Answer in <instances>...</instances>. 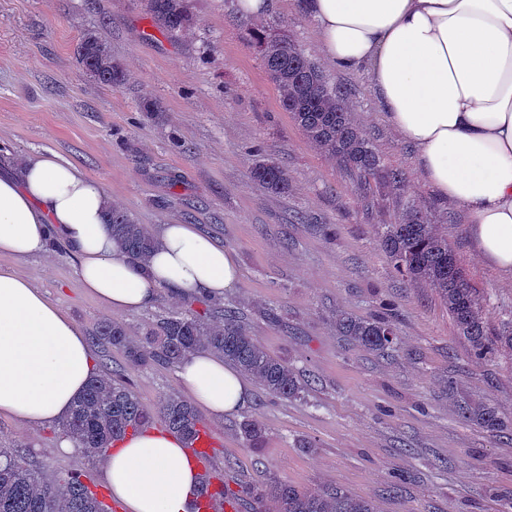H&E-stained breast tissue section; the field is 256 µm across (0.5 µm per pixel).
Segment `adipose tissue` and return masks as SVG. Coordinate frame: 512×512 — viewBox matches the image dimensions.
<instances>
[{
	"label": "adipose tissue",
	"instance_id": "ef3b65f1",
	"mask_svg": "<svg viewBox=\"0 0 512 512\" xmlns=\"http://www.w3.org/2000/svg\"><path fill=\"white\" fill-rule=\"evenodd\" d=\"M326 55L364 71L383 111L418 153L433 190L464 209L479 253L512 279V0H306ZM104 185L55 154L25 157L0 177V256L67 243L77 273L108 309L136 313L161 289L222 298L240 269L191 224H164L148 260L127 255L105 225ZM95 369L78 326L27 279L0 269V417L50 427ZM178 384L221 417L244 409L243 373L191 354ZM199 468L184 442L149 427L107 448L103 479L126 512H193Z\"/></svg>",
	"mask_w": 512,
	"mask_h": 512
}]
</instances>
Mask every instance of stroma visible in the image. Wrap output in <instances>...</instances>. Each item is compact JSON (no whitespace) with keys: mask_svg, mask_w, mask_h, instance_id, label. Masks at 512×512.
Returning a JSON list of instances; mask_svg holds the SVG:
<instances>
[{"mask_svg":"<svg viewBox=\"0 0 512 512\" xmlns=\"http://www.w3.org/2000/svg\"><path fill=\"white\" fill-rule=\"evenodd\" d=\"M300 3L269 0L262 25L290 35L347 88L356 124L402 173L405 190L365 197L307 142L236 24L237 0H188L195 23L176 37L154 25L147 0H0V173L24 154L52 151L100 181L138 223L194 224L233 251L241 279L221 307L243 312L252 336L307 386L288 401L256 384L240 412L206 417L216 440L209 467L232 491L252 502L287 481L340 488L376 512H512V354L477 359L435 290L396 273L380 232L406 205L419 208L447 235L490 324L512 310V282L479 257L467 213L422 178L368 76L324 56ZM89 31L110 46L124 85L100 84L77 62ZM146 100L158 111H141ZM265 155L287 171V193L251 180ZM76 265L57 245L22 260L0 256L1 269L29 280L89 338L108 318L143 335L184 306L163 289L143 311H108ZM340 310L391 317L397 352L384 358L347 344L336 333ZM128 378L151 409L180 392L173 366L139 367ZM451 379L495 406L506 430L464 422ZM248 421L260 427L258 440L244 434ZM62 433L0 418V443L24 451L47 477L80 470L102 485L101 463L57 452Z\"/></svg>","mask_w":512,"mask_h":512,"instance_id":"stroma-1","label":"stroma"}]
</instances>
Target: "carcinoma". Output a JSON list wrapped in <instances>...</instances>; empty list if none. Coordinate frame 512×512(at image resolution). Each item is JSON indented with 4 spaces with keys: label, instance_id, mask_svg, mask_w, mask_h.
Here are the masks:
<instances>
[{
    "label": "carcinoma",
    "instance_id": "obj_1",
    "mask_svg": "<svg viewBox=\"0 0 512 512\" xmlns=\"http://www.w3.org/2000/svg\"><path fill=\"white\" fill-rule=\"evenodd\" d=\"M156 26L175 35L194 24L186 0H149ZM246 36L259 49L264 68L281 91L282 105L306 140L336 162L365 190L375 186L396 189L403 183L400 172L388 168L369 138L355 123L347 103L346 89L330 81L322 68L308 58L302 47L284 33H269L255 20L238 19ZM77 56L97 82L119 87L125 82L123 70L112 62V51L96 33H85ZM252 181L275 194L288 192V173L266 159L251 171ZM105 224L121 248L133 258L147 260L157 239L147 225L139 224L127 212L112 208ZM380 244L394 269L406 280L434 288L448 305L459 335L471 346L475 357L485 359L500 352H512V312L492 328L485 320L481 299L463 269L454 263L452 249L436 225L422 212L407 206L394 223L386 224ZM336 331L349 343L385 355L395 350L398 337L386 317L363 318L345 311L336 313ZM96 341L123 354L130 367L150 363L175 365L186 356L209 351L224 358L241 372L255 378L270 395L296 399L304 386L295 369L269 353L249 334L241 316L225 312L223 322L208 323L188 309L166 315L135 338L116 321H103ZM460 416L468 423L491 432L505 426L498 411L473 399L447 381ZM158 418L165 427L187 442L197 439L204 422L197 410L177 397L163 398L153 409L145 408L131 390L122 371L95 375L75 402L62 428L91 459L102 450L133 436ZM265 498L274 512H375L371 502L351 496L339 488L305 491L279 481L270 486ZM0 512H107L105 496L93 489L81 472L46 479L16 448H0Z\"/></svg>",
    "mask_w": 512,
    "mask_h": 512
}]
</instances>
